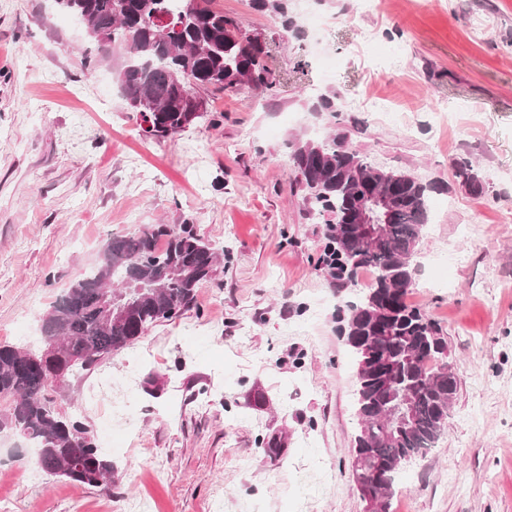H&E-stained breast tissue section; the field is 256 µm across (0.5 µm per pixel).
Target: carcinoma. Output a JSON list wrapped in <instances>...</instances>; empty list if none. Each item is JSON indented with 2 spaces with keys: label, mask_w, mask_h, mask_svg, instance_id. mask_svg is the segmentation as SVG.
<instances>
[{
  "label": "carcinoma",
  "mask_w": 512,
  "mask_h": 512,
  "mask_svg": "<svg viewBox=\"0 0 512 512\" xmlns=\"http://www.w3.org/2000/svg\"><path fill=\"white\" fill-rule=\"evenodd\" d=\"M62 0L64 12L82 15L94 51L86 65H97L110 49L124 51L115 79L129 106L150 101L141 113L146 135L165 138L192 124L189 115L203 98L202 89L235 93L241 88L273 91L267 47L245 43L234 32L237 22L200 0ZM255 10L287 15L283 0H252ZM292 165L307 190L305 203L322 215L334 243L336 267L350 283L361 268L373 279L367 293L349 306L345 342L365 360L357 342L366 336L380 365L357 375L355 413L358 431L353 457L366 461L367 479L386 493L380 512H393L400 466L428 455L444 434L448 410L458 391L455 370L445 368L437 349L446 348L435 321L407 303L414 282L418 246L429 223V186L413 175L394 189L395 204L384 236L372 249L359 236L338 231L358 193L383 188L373 165L338 132L295 144ZM455 177L480 196L484 183L467 158L452 163ZM217 252L191 224H150L130 235H115L94 267L59 295L41 318L44 349L60 355L57 367L86 369L128 347L149 329L170 321L192 303L196 288L215 272ZM112 292L124 316L108 324L100 298ZM43 349L33 351L0 343V432L18 430L39 448L37 463L49 476L82 485L112 486V461L97 448L82 421L66 418L55 406L44 370Z\"/></svg>",
  "instance_id": "1"
}]
</instances>
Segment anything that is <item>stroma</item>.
I'll list each match as a JSON object with an SVG mask.
<instances>
[{"mask_svg":"<svg viewBox=\"0 0 512 512\" xmlns=\"http://www.w3.org/2000/svg\"><path fill=\"white\" fill-rule=\"evenodd\" d=\"M270 49V93H205L209 116L146 137L112 63L52 0H0V342L39 349L40 319L116 234L193 224L224 253L181 316L56 386L73 413L105 374L133 376L136 438L112 430V486L40 474L0 435L12 512H365L351 473L357 370L321 262L326 226L290 167L300 140L343 132L367 161L430 187L408 295L441 328L459 389L443 437L397 478L394 512H512V0H290L285 30L217 0ZM330 24L311 43L304 8ZM402 50L398 72L382 68ZM337 102L385 99L399 122ZM468 157L477 197L451 163Z\"/></svg>","mask_w":512,"mask_h":512,"instance_id":"stroma-1","label":"stroma"}]
</instances>
